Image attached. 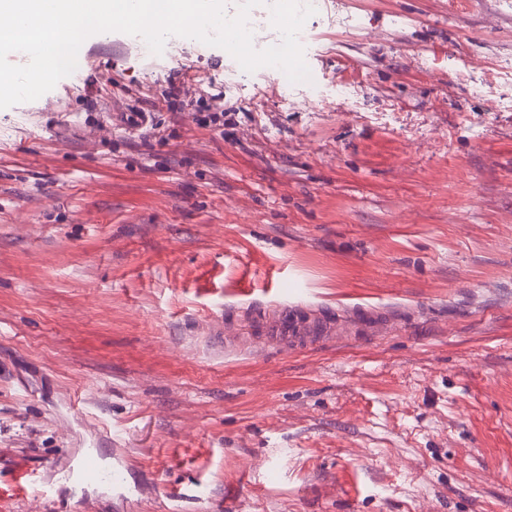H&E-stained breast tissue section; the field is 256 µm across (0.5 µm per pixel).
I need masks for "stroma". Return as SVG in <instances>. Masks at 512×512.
Segmentation results:
<instances>
[{"instance_id":"35a3bbf8","label":"stroma","mask_w":512,"mask_h":512,"mask_svg":"<svg viewBox=\"0 0 512 512\" xmlns=\"http://www.w3.org/2000/svg\"><path fill=\"white\" fill-rule=\"evenodd\" d=\"M127 40L0 109V512L104 429L156 482L102 512H512V0H324L317 108ZM281 304L333 333L261 345ZM195 86L180 79L178 82L176 79H173L168 84L167 97L175 98V100L178 99L182 102L183 106H191L202 97L199 88Z\"/></svg>"}]
</instances>
